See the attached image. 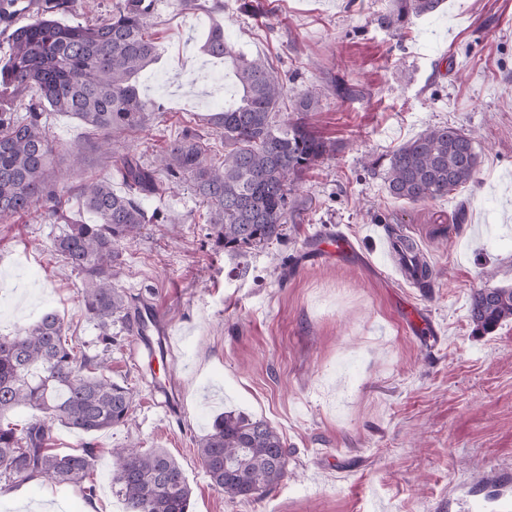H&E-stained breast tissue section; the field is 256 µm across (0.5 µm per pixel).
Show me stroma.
I'll use <instances>...</instances> for the list:
<instances>
[{
    "mask_svg": "<svg viewBox=\"0 0 512 512\" xmlns=\"http://www.w3.org/2000/svg\"><path fill=\"white\" fill-rule=\"evenodd\" d=\"M240 2L190 11L162 0L147 19L159 56L137 79L161 117L116 135L107 159L80 120L46 111L54 172L70 187L108 179L121 194L116 158L153 161L188 129L221 161L224 141L206 119L223 106L224 66L201 51L216 20L286 88L316 94L307 123L335 151L293 187L283 237L241 262L212 249L189 185L144 200L162 221L127 246L114 282L184 334L164 394L139 336L119 332L108 352L99 343L83 279L53 247L62 225L36 209L0 221V335L55 311L73 344L105 354L107 375L134 394L128 425L91 438L53 426L56 452L95 448L93 496L37 480L0 496V512H124L112 451L130 444L180 464L192 512H461L449 492L464 487L481 512H497L512 498V319L477 331L469 302L479 288H512V0H444L402 37L378 25L383 0H254L278 16L272 25L242 14ZM340 79L350 95H337ZM442 124L473 136L475 183L414 205L391 198L389 154ZM77 144L87 148L80 167L68 157ZM391 230L434 266L432 288L402 276L380 241ZM339 234L354 253L313 261L312 243ZM407 304L431 318L436 345L407 328ZM228 411L268 423L288 450L284 478L256 501L224 498L197 456Z\"/></svg>",
    "mask_w": 512,
    "mask_h": 512,
    "instance_id": "obj_1",
    "label": "stroma"
}]
</instances>
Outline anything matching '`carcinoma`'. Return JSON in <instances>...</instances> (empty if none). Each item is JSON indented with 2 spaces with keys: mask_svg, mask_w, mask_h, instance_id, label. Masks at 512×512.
<instances>
[{
  "mask_svg": "<svg viewBox=\"0 0 512 512\" xmlns=\"http://www.w3.org/2000/svg\"><path fill=\"white\" fill-rule=\"evenodd\" d=\"M139 2L124 0L101 22L66 24L57 15L68 10L69 0H45L39 15L14 27L0 61V221L38 206L45 221L66 225L53 246L83 276V305L96 322L105 351L116 340L112 328L131 331L139 316L133 298L115 287L112 276L123 264L126 245L155 220L147 216L143 198L191 184L207 207L212 246L242 258L248 249L282 236L291 186L330 152V145L302 121H276L286 95L277 71L268 61L237 51L216 23L202 50L224 61L235 77L224 109L208 120L224 138V159H209L203 135L186 130L156 155L154 164L128 155L119 159L116 170L126 187L122 195L112 191L108 179L88 181L75 190L57 187L53 149L42 124L44 107L75 116L94 132V149L105 152L116 134L142 129L155 116L136 86V76L157 58ZM442 2L389 0L377 21L400 34L412 19L438 11ZM32 89L39 98L27 103ZM17 103L25 104V114L14 111ZM314 104V96L302 92L293 96L291 106L302 113ZM478 165L471 135L437 125L392 152L384 183L392 198L422 203L476 182ZM75 194L96 215V223L72 216ZM396 240L401 252L418 257L416 285L431 287L434 269L415 242L403 236ZM469 317L484 332L512 318V288L474 291ZM102 364L96 356L76 353L54 311L15 336H0V416L21 405L41 414L21 429L0 423V481L87 482L95 448L55 453L52 430L59 421L91 436L130 421L132 393L100 373ZM197 453L211 485L230 500L264 495L282 480L288 460L285 442L274 428L232 412L215 418ZM112 455V487L125 512H192L187 479L168 453L130 446L115 448Z\"/></svg>",
  "mask_w": 512,
  "mask_h": 512,
  "instance_id": "obj_1",
  "label": "carcinoma"
}]
</instances>
